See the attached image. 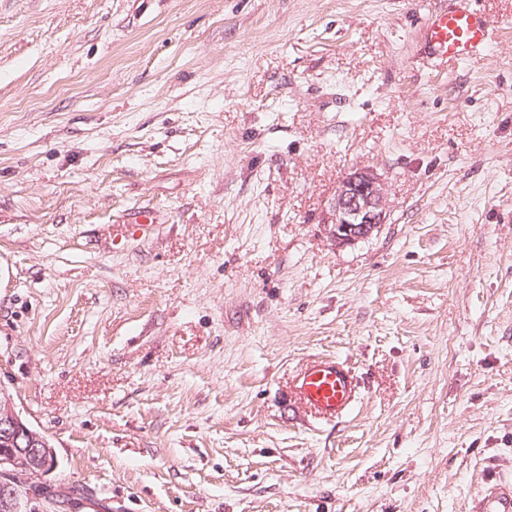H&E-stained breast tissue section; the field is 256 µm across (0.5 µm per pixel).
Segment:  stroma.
Returning a JSON list of instances; mask_svg holds the SVG:
<instances>
[{"label": "stroma", "instance_id": "1", "mask_svg": "<svg viewBox=\"0 0 512 512\" xmlns=\"http://www.w3.org/2000/svg\"><path fill=\"white\" fill-rule=\"evenodd\" d=\"M0 0V388L81 512H470L512 482V0ZM387 222L335 247L350 171ZM157 213L139 231L138 211ZM334 356L359 399L304 417ZM449 1L450 6L425 20L422 40L427 54L444 63L480 62L498 34V21L474 8L477 0ZM357 380L339 358L314 359L299 370L289 386L290 401L307 415L336 418L355 405Z\"/></svg>", "mask_w": 512, "mask_h": 512}]
</instances>
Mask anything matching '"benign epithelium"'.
I'll return each instance as SVG.
<instances>
[{
	"instance_id": "benign-epithelium-1",
	"label": "benign epithelium",
	"mask_w": 512,
	"mask_h": 512,
	"mask_svg": "<svg viewBox=\"0 0 512 512\" xmlns=\"http://www.w3.org/2000/svg\"><path fill=\"white\" fill-rule=\"evenodd\" d=\"M386 193L381 177L357 168L337 186L324 223L332 225L338 247L370 237L386 219ZM0 512H26L27 486L54 471L57 458L48 437L35 429L11 396L0 388Z\"/></svg>"
}]
</instances>
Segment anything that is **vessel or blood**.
Listing matches in <instances>:
<instances>
[{"mask_svg":"<svg viewBox=\"0 0 512 512\" xmlns=\"http://www.w3.org/2000/svg\"><path fill=\"white\" fill-rule=\"evenodd\" d=\"M474 0H451L446 9L431 13L422 40L428 55L444 63H476L499 31L498 23L474 8ZM357 380L344 361L321 358L310 361L292 378L291 401L307 415L335 418L355 405ZM472 512H512V484L492 477L472 507Z\"/></svg>","mask_w":512,"mask_h":512,"instance_id":"1","label":"vessel or blood"}]
</instances>
